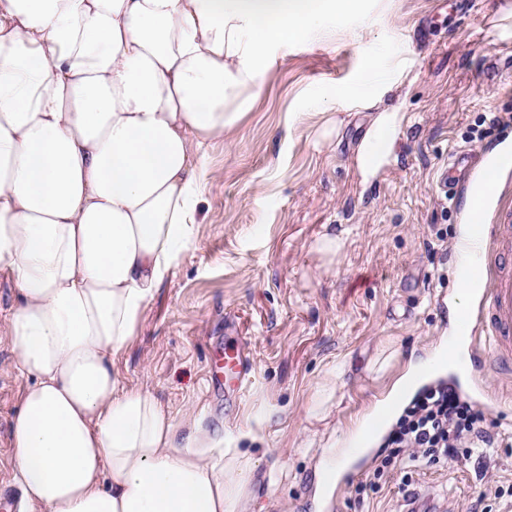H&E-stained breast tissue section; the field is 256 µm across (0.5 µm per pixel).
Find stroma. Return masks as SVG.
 Here are the masks:
<instances>
[{
  "mask_svg": "<svg viewBox=\"0 0 512 512\" xmlns=\"http://www.w3.org/2000/svg\"><path fill=\"white\" fill-rule=\"evenodd\" d=\"M365 0L351 18H325V34L277 49L261 91L232 140L216 143L199 206L196 243L156 289L136 336L115 362L124 383L150 390L174 419L193 412L255 462L246 512H405L399 478L366 488L384 441L350 465L329 507L317 495L319 445L344 437L385 397L411 360L435 358L455 323L467 222L468 181L455 198L437 175L451 151L512 149V0ZM379 74L364 79L366 58ZM407 73L385 95L405 115L395 159L369 184L353 163L371 111L342 89ZM343 237L333 261L315 249ZM244 348L251 378L242 395L213 391L210 360ZM336 396L317 419L306 407L340 365ZM26 379L0 337V500L18 501L10 466L12 425ZM473 398L498 445L469 462L412 470L416 512H468L481 493L512 484V378L486 370ZM280 419L263 441H239L262 405Z\"/></svg>",
  "mask_w": 512,
  "mask_h": 512,
  "instance_id": "obj_1",
  "label": "stroma"
}]
</instances>
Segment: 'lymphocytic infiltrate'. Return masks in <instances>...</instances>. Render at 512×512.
Masks as SVG:
<instances>
[{
    "label": "lymphocytic infiltrate",
    "instance_id": "f902f5d3",
    "mask_svg": "<svg viewBox=\"0 0 512 512\" xmlns=\"http://www.w3.org/2000/svg\"><path fill=\"white\" fill-rule=\"evenodd\" d=\"M389 454L375 467L382 480L395 473L396 458L409 463L472 459L494 448L495 438L483 412L473 408L448 386L425 391L406 409L387 437Z\"/></svg>",
    "mask_w": 512,
    "mask_h": 512
}]
</instances>
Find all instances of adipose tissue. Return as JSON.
Returning a JSON list of instances; mask_svg holds the SVG:
<instances>
[{
	"label": "adipose tissue",
	"instance_id": "adipose-tissue-1",
	"mask_svg": "<svg viewBox=\"0 0 512 512\" xmlns=\"http://www.w3.org/2000/svg\"><path fill=\"white\" fill-rule=\"evenodd\" d=\"M362 0H0V326L27 379L12 427L24 512H240L253 469L175 423L112 363L194 239L209 147L257 98L272 49ZM380 109L355 167L389 164ZM16 305V293L10 275L0 271V323L14 309Z\"/></svg>",
	"mask_w": 512,
	"mask_h": 512
}]
</instances>
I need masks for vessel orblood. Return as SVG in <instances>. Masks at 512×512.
<instances>
[{
	"instance_id": "b4317fda",
	"label": "vessel or blood",
	"mask_w": 512,
	"mask_h": 512,
	"mask_svg": "<svg viewBox=\"0 0 512 512\" xmlns=\"http://www.w3.org/2000/svg\"><path fill=\"white\" fill-rule=\"evenodd\" d=\"M471 164L469 153L453 151L438 173L439 185L455 189ZM467 239L479 244L480 249L469 268L475 305L473 311L461 316L458 341L464 351L459 368L480 371L482 358L487 355L497 373L508 377L512 375V210L501 211L497 223L475 225ZM214 376L239 393L249 381V369L239 352L228 348Z\"/></svg>"
}]
</instances>
